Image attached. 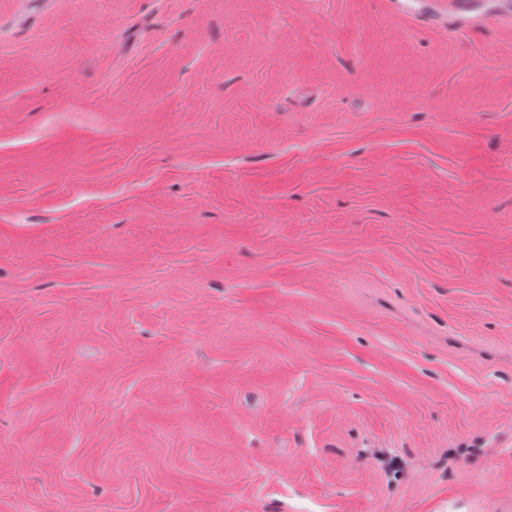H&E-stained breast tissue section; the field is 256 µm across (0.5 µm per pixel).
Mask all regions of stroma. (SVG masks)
<instances>
[{
	"instance_id": "1",
	"label": "stroma",
	"mask_w": 512,
	"mask_h": 512,
	"mask_svg": "<svg viewBox=\"0 0 512 512\" xmlns=\"http://www.w3.org/2000/svg\"><path fill=\"white\" fill-rule=\"evenodd\" d=\"M0 512H512V27L0 0Z\"/></svg>"
}]
</instances>
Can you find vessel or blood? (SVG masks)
<instances>
[{
    "label": "vessel or blood",
    "mask_w": 512,
    "mask_h": 512,
    "mask_svg": "<svg viewBox=\"0 0 512 512\" xmlns=\"http://www.w3.org/2000/svg\"><path fill=\"white\" fill-rule=\"evenodd\" d=\"M392 6L435 22L451 15L466 30L512 24V0H393Z\"/></svg>",
    "instance_id": "1"
}]
</instances>
